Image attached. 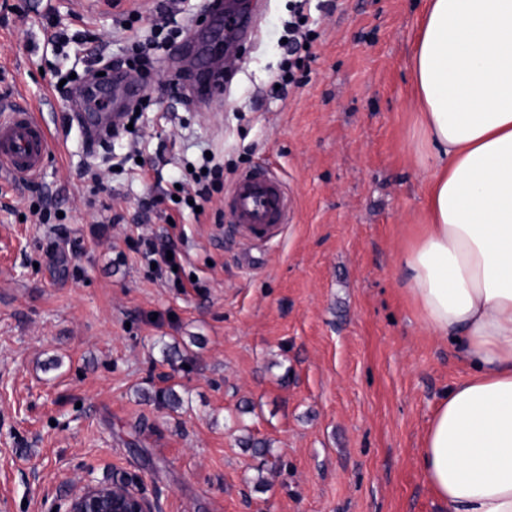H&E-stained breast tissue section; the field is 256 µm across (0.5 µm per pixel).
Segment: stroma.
I'll return each mask as SVG.
<instances>
[{"label": "stroma", "instance_id": "obj_1", "mask_svg": "<svg viewBox=\"0 0 512 512\" xmlns=\"http://www.w3.org/2000/svg\"><path fill=\"white\" fill-rule=\"evenodd\" d=\"M424 6L252 0L256 32L224 95L172 98L184 58L159 52L143 84L152 106L105 146L50 90L83 73L86 53L52 47L46 24L94 33L117 60V10L0 0V100L41 107L63 143L35 182L0 173V512H53L89 472L137 480L162 512H443L422 442L468 370L423 326L401 274L428 221L410 72ZM120 8L140 9L148 41L161 18L213 21L209 0ZM300 11L314 59L275 92ZM205 148L225 188L197 220L172 197ZM152 160L158 174L143 175ZM253 167L286 183L291 210L275 240L248 247L227 200ZM142 238L172 243L178 269L156 277ZM167 387L179 409L152 400Z\"/></svg>", "mask_w": 512, "mask_h": 512}]
</instances>
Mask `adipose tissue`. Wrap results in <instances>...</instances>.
<instances>
[{
    "instance_id": "1",
    "label": "adipose tissue",
    "mask_w": 512,
    "mask_h": 512,
    "mask_svg": "<svg viewBox=\"0 0 512 512\" xmlns=\"http://www.w3.org/2000/svg\"><path fill=\"white\" fill-rule=\"evenodd\" d=\"M411 73L431 222L405 283L469 370L435 408L421 468L445 512H512V0H429Z\"/></svg>"
}]
</instances>
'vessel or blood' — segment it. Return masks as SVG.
<instances>
[{
    "mask_svg": "<svg viewBox=\"0 0 512 512\" xmlns=\"http://www.w3.org/2000/svg\"><path fill=\"white\" fill-rule=\"evenodd\" d=\"M214 81L195 76L198 97L224 91L223 59L210 68ZM55 140L49 128L31 107L0 108V167L19 178L38 176L53 152ZM234 228L246 243L275 239L288 220V191L284 182L267 169L255 168L241 174L229 196Z\"/></svg>",
    "mask_w": 512,
    "mask_h": 512,
    "instance_id": "b4317fda",
    "label": "vessel or blood"
}]
</instances>
